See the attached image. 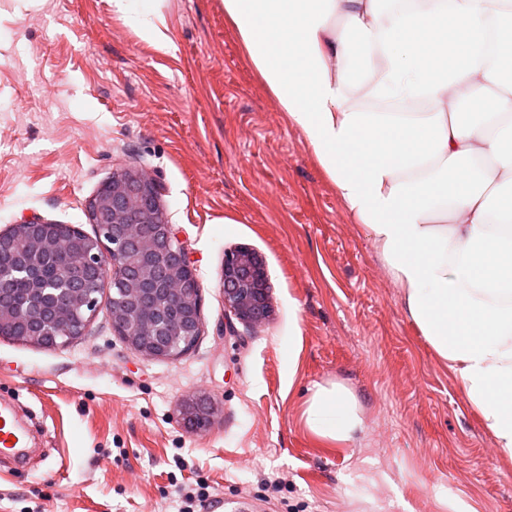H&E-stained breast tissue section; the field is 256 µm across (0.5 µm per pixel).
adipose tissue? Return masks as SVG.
<instances>
[{"instance_id": "ef3b65f1", "label": "adipose tissue", "mask_w": 512, "mask_h": 512, "mask_svg": "<svg viewBox=\"0 0 512 512\" xmlns=\"http://www.w3.org/2000/svg\"><path fill=\"white\" fill-rule=\"evenodd\" d=\"M405 313L512 458V0H223ZM305 423L354 442L344 384Z\"/></svg>"}]
</instances>
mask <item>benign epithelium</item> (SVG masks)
I'll list each match as a JSON object with an SVG mask.
<instances>
[{
  "instance_id": "1",
  "label": "benign epithelium",
  "mask_w": 512,
  "mask_h": 512,
  "mask_svg": "<svg viewBox=\"0 0 512 512\" xmlns=\"http://www.w3.org/2000/svg\"><path fill=\"white\" fill-rule=\"evenodd\" d=\"M89 203L97 239L85 241L75 265L56 274L50 304L27 309L13 304L11 283L18 274L37 276L36 264L0 266V330L35 332L31 343L64 346L85 331L106 287L119 290L108 306L114 331L141 356L171 359L188 351L202 328L200 288L185 248L161 204L157 181L145 170H124ZM33 232L32 252L68 254L78 228L40 220L22 222ZM224 309L239 322L259 327L270 316L268 276L261 256L248 248L224 255L221 275ZM205 396L187 400L183 425L197 430L211 418Z\"/></svg>"
}]
</instances>
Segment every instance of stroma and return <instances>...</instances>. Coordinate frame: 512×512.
Masks as SVG:
<instances>
[{"mask_svg":"<svg viewBox=\"0 0 512 512\" xmlns=\"http://www.w3.org/2000/svg\"><path fill=\"white\" fill-rule=\"evenodd\" d=\"M165 45L112 0H0V230L94 235L113 173L147 170L200 284L202 333L147 359L99 307L67 346L0 337V395L40 447L0 461V512H512V458L405 314L365 227L258 79L222 0H161ZM264 259L268 323L225 330L226 252ZM361 438L313 434L315 385ZM211 398L198 432L182 402ZM306 426L316 435L348 444L354 442L364 429L358 401L344 384H319L306 401Z\"/></svg>","mask_w":512,"mask_h":512,"instance_id":"35a3bbf8","label":"stroma"}]
</instances>
